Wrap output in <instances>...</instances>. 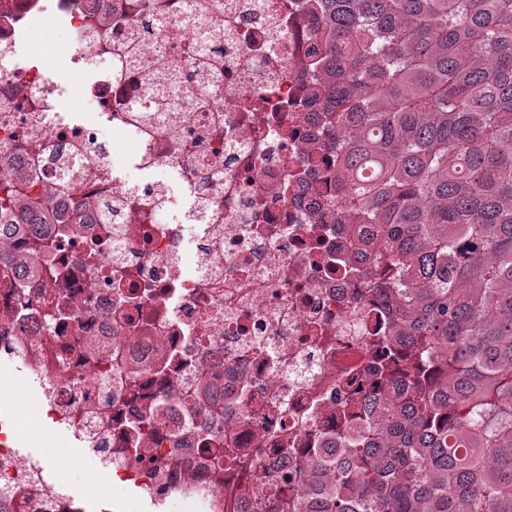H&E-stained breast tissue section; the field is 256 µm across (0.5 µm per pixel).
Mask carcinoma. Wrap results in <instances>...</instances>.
<instances>
[{"label":"carcinoma","mask_w":512,"mask_h":512,"mask_svg":"<svg viewBox=\"0 0 512 512\" xmlns=\"http://www.w3.org/2000/svg\"><path fill=\"white\" fill-rule=\"evenodd\" d=\"M323 113L346 203L324 216L370 224L394 271L382 322L406 338L373 371L387 406L356 400L336 458L303 474L283 512H512V0H305ZM0 185V263L39 197Z\"/></svg>","instance_id":"cac0c4a2"}]
</instances>
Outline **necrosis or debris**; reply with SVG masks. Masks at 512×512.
Listing matches in <instances>:
<instances>
[{
  "instance_id": "obj_1",
  "label": "necrosis or debris",
  "mask_w": 512,
  "mask_h": 512,
  "mask_svg": "<svg viewBox=\"0 0 512 512\" xmlns=\"http://www.w3.org/2000/svg\"><path fill=\"white\" fill-rule=\"evenodd\" d=\"M303 0H0V162L61 216L0 265V360L20 361L42 410L111 458L100 485L131 483L181 512H258L260 492L302 474L381 351L372 319L392 299L378 237L325 224L336 157L307 101L312 18ZM160 24L138 48L144 17ZM70 76L107 130L56 112ZM179 69L161 118L146 77ZM176 171L201 204L193 248L167 222L151 174ZM16 395L0 396V512H110L78 505L16 449ZM234 443L237 461L217 460Z\"/></svg>"
}]
</instances>
